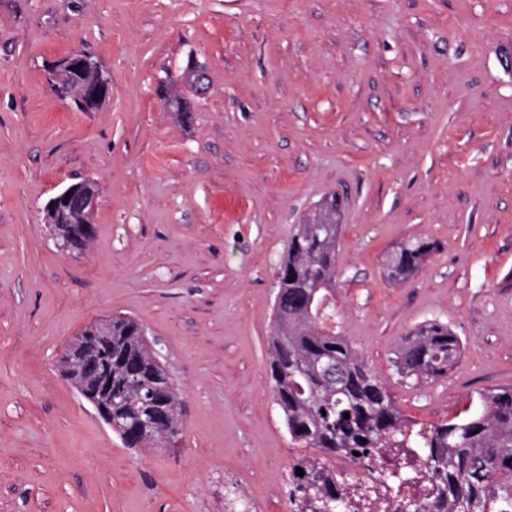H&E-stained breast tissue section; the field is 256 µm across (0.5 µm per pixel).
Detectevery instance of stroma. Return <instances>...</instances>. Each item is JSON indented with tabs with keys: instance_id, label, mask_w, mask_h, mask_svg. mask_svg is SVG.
Instances as JSON below:
<instances>
[{
	"instance_id": "stroma-1",
	"label": "stroma",
	"mask_w": 512,
	"mask_h": 512,
	"mask_svg": "<svg viewBox=\"0 0 512 512\" xmlns=\"http://www.w3.org/2000/svg\"><path fill=\"white\" fill-rule=\"evenodd\" d=\"M102 63L82 112L47 68ZM208 92L175 119L188 58ZM99 190L94 236L61 251L44 207ZM336 198V329L401 414L430 427L512 386V0H0V512H289L292 443L271 389L275 270ZM438 249L387 279L407 239ZM137 320L177 381L181 431L126 447L59 356ZM454 331L448 373L393 359L418 324Z\"/></svg>"
}]
</instances>
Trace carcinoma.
<instances>
[{"mask_svg":"<svg viewBox=\"0 0 512 512\" xmlns=\"http://www.w3.org/2000/svg\"><path fill=\"white\" fill-rule=\"evenodd\" d=\"M336 203L318 204L298 225L275 273L277 288L269 342L272 391L289 437L318 455L297 458L288 477L289 503L311 512H348L326 458L370 459L388 446L415 448L440 493L427 507L415 499L407 512H512V387L480 394L481 410L465 419L424 427L402 416L393 398L356 350L326 327L334 307L340 233ZM437 251L429 240H409L387 260V278L405 281ZM131 317H112V422L114 433L136 445L141 438L165 447L179 434L178 387L160 357L139 336ZM461 345L448 325L415 327L395 357L398 373L436 379L457 362ZM350 413V418L343 417ZM304 472L296 475V469ZM395 493L415 481L408 471H385Z\"/></svg>","mask_w":512,"mask_h":512,"instance_id":"cac0c4a2","label":"carcinoma"}]
</instances>
